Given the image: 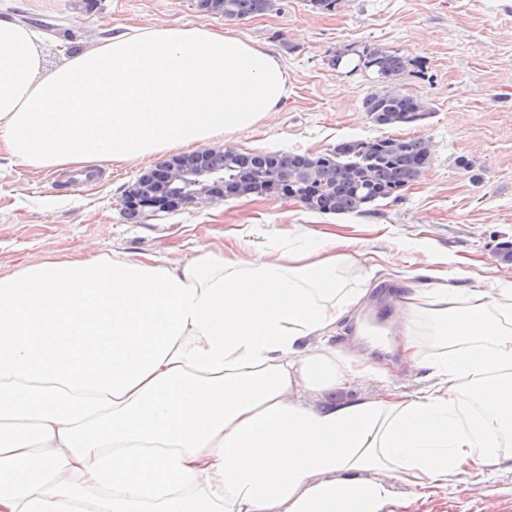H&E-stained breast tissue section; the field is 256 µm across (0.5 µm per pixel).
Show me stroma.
<instances>
[{"label": "stroma", "mask_w": 512, "mask_h": 512, "mask_svg": "<svg viewBox=\"0 0 512 512\" xmlns=\"http://www.w3.org/2000/svg\"><path fill=\"white\" fill-rule=\"evenodd\" d=\"M0 17L42 35L47 67L64 61L63 48L83 49L130 27L159 21L188 24L252 41L274 56L288 77L284 105L252 129L220 141L241 151L318 154L345 140L396 133L428 141L432 162L399 197L365 214H320L277 195L226 199L127 222L122 201L161 157L106 165L91 186L67 172L35 170L0 153V277L21 263L98 253L191 257L198 245L258 255L278 240L336 236L348 240L358 277L374 290L363 311L391 318L394 285L420 287L428 268L470 286L512 280V0H336L331 10L309 0H277L275 9L244 20L197 10L194 0H0ZM369 47L404 55L396 84L427 108L422 121L396 130L376 125L362 108L379 90L371 68L339 70L337 56L359 57ZM403 262L392 265L388 254ZM331 344L348 357L369 355L388 381L412 394L426 385L438 350L424 339L411 369L399 352L367 353L358 337L336 334ZM407 512H512V469L492 465L484 476L462 470L444 488L398 485Z\"/></svg>", "instance_id": "1"}]
</instances>
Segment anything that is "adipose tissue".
<instances>
[{
	"mask_svg": "<svg viewBox=\"0 0 512 512\" xmlns=\"http://www.w3.org/2000/svg\"><path fill=\"white\" fill-rule=\"evenodd\" d=\"M287 94L281 64L231 34L135 27L49 70L36 32L0 18V144L33 169L204 146ZM353 264L305 237L0 277V512H407L396 483L512 468V281L392 291L404 361L433 323L435 380L350 399L358 368L313 340L367 301ZM303 383L319 405L294 399Z\"/></svg>",
	"mask_w": 512,
	"mask_h": 512,
	"instance_id": "ef3b65f1",
	"label": "adipose tissue"
}]
</instances>
